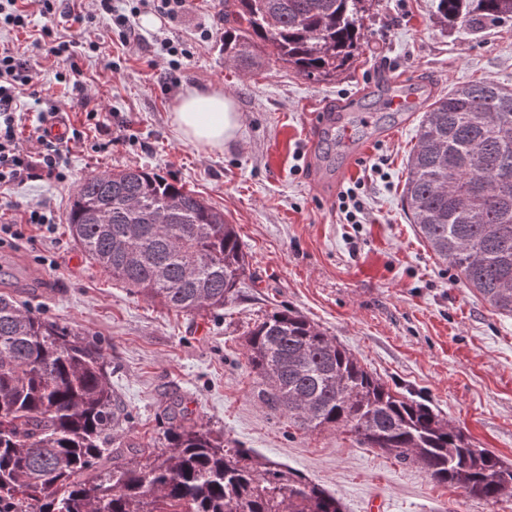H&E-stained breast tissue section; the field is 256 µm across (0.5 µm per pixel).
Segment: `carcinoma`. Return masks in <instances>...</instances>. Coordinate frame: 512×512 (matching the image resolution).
Instances as JSON below:
<instances>
[{
    "mask_svg": "<svg viewBox=\"0 0 512 512\" xmlns=\"http://www.w3.org/2000/svg\"><path fill=\"white\" fill-rule=\"evenodd\" d=\"M373 0H224L225 60L249 71L258 49L306 79L343 71L363 47ZM451 26L512 19V0H437ZM512 90L454 87L426 106L404 201L437 260L512 315ZM69 234L128 290L186 315L237 295L246 253L224 213L165 176L127 168L84 178ZM262 401L305 433L343 429L485 503L512 500V465L467 441L431 405L390 388L305 315L274 309L245 334ZM109 362L88 335L0 293V512H343L296 471L230 447L168 408L165 448L119 440Z\"/></svg>",
    "mask_w": 512,
    "mask_h": 512,
    "instance_id": "obj_1",
    "label": "carcinoma"
}]
</instances>
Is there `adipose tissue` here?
Segmentation results:
<instances>
[{"label": "adipose tissue", "mask_w": 512, "mask_h": 512, "mask_svg": "<svg viewBox=\"0 0 512 512\" xmlns=\"http://www.w3.org/2000/svg\"><path fill=\"white\" fill-rule=\"evenodd\" d=\"M172 121L187 142L220 150L236 139L241 114L223 92L196 89L177 100Z\"/></svg>", "instance_id": "1"}]
</instances>
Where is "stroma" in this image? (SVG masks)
I'll list each match as a JSON object with an SVG mask.
<instances>
[{"mask_svg": "<svg viewBox=\"0 0 512 512\" xmlns=\"http://www.w3.org/2000/svg\"><path fill=\"white\" fill-rule=\"evenodd\" d=\"M435 0H377L366 44L336 77L297 75L272 49L259 71L224 59V0H187L177 20L139 27L121 45L101 16L81 27L33 14L11 48L36 73L39 103L59 106L80 143L63 147L70 177L26 179L9 190L0 222L16 224L43 204L55 231L0 245V290L28 308L92 336L110 363L115 397L128 413L122 445L160 446L166 411L234 445L288 466L338 498L344 512H512V500L482 503L439 484L416 465L361 446L348 432L303 433L259 400L244 358L245 334L272 309H294L350 349L390 387L428 401L473 444L512 464V315L478 299L435 259L404 207L409 155L423 92L490 80L512 88V21L468 31L441 23ZM51 28L74 42L98 41L112 70L84 64V92L56 80ZM188 51L179 68L162 48ZM221 89L242 115L237 141L221 150L186 142L172 110L187 90ZM412 96L416 116L392 111ZM97 106L100 125L86 124ZM336 113L332 134L310 140L313 123ZM118 146H110L113 138ZM353 170H346V163ZM144 167L194 191L235 224L249 265L224 310L188 316L130 293L92 264L67 234L73 193L85 177ZM354 189L361 223H345L341 191Z\"/></svg>", "mask_w": 512, "mask_h": 512, "instance_id": "35a3bbf8", "label": "stroma"}]
</instances>
